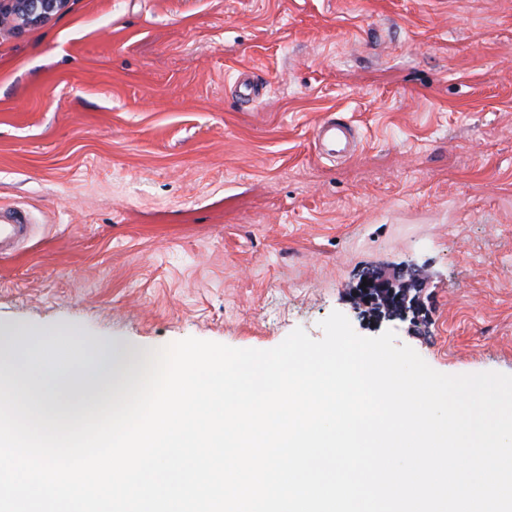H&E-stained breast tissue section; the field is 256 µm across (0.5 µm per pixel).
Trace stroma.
I'll list each match as a JSON object with an SVG mask.
<instances>
[{"label":"stroma","mask_w":512,"mask_h":512,"mask_svg":"<svg viewBox=\"0 0 512 512\" xmlns=\"http://www.w3.org/2000/svg\"><path fill=\"white\" fill-rule=\"evenodd\" d=\"M331 116L352 154L316 142ZM14 211L0 330L266 350L337 310L512 374V0H69L0 28ZM413 268L406 319L355 301ZM31 231L32 224L21 217L0 224V254L3 255L13 251L19 243L28 239Z\"/></svg>","instance_id":"stroma-1"}]
</instances>
